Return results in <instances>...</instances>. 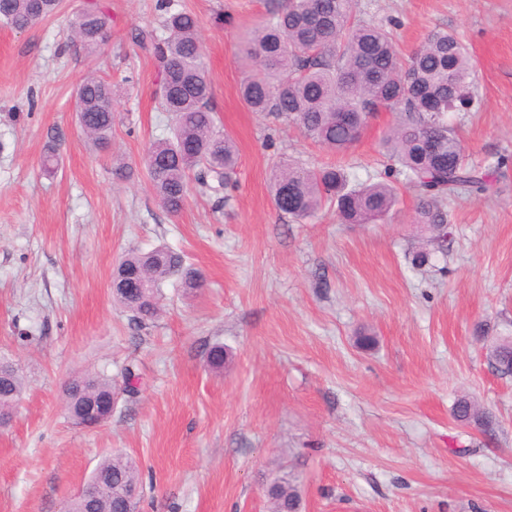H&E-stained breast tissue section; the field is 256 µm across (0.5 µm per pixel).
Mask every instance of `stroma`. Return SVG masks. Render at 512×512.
<instances>
[{
	"label": "stroma",
	"mask_w": 512,
	"mask_h": 512,
	"mask_svg": "<svg viewBox=\"0 0 512 512\" xmlns=\"http://www.w3.org/2000/svg\"><path fill=\"white\" fill-rule=\"evenodd\" d=\"M182 2L199 19L211 105L239 163L223 197L189 193L175 215L143 164L170 134L158 63L131 40L161 31L157 0H101L112 28L91 55L67 37L85 0L24 30L0 23V358L26 377L0 428V512H61L108 454L138 463L140 512H269L265 487L282 469L302 483L300 512H512V378L475 339L480 324L512 335V0H358V18L392 24L401 56L439 27L476 66L481 107L448 122L495 180L449 200L448 250L421 267L409 185L377 224H344L329 208L300 223L270 192L283 158L349 164L362 181L383 173L390 114L335 155L248 110L239 41L285 0ZM92 72L116 90L104 151L75 122ZM116 157L131 179L113 176ZM161 245L204 286L187 295L168 282L162 315L141 330L112 300V270ZM362 333L373 347L358 345ZM217 343L218 371L207 362ZM128 365L135 393L108 422L74 426L64 383L88 370L118 381ZM465 394L492 413L493 433L454 419Z\"/></svg>",
	"instance_id": "1"
}]
</instances>
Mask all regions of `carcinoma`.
<instances>
[{"mask_svg": "<svg viewBox=\"0 0 512 512\" xmlns=\"http://www.w3.org/2000/svg\"><path fill=\"white\" fill-rule=\"evenodd\" d=\"M355 0H288L247 35L239 61L249 68L240 95L254 112H268L296 125L314 142L334 152L356 143L368 117L389 112L393 119L380 142L388 164L384 173L355 182L345 167H307L278 162L271 191L276 208L296 220L315 216L324 207L336 208L344 224H371L388 216L399 203L391 178L417 191L414 223L429 233L426 246L413 257L423 266L446 249L442 225L448 223V197L488 189L492 170L468 162L465 149L448 127V113L468 112L475 100L471 88L475 67L470 52L456 33L434 30L404 61L393 30L355 19ZM60 0H0V21L27 28L54 14ZM165 11L163 30L138 31L132 39L148 47L160 65L159 98L173 115L171 136L147 149L145 169L159 203L171 214L185 204L189 174L198 192L220 195L238 163L235 142L218 125L210 106L211 83L204 66L196 14L174 0H160ZM110 16L95 0L70 23V36L89 54L105 41ZM112 85L88 75L77 91L76 117L87 142L98 149L112 137ZM177 277L193 293L203 287L202 273L184 264L180 254L165 246L130 252L112 274V297L146 328L160 312L163 284ZM138 279L146 288L139 298L124 286ZM490 366L512 377V336H500L488 354ZM25 387L18 370L0 361V416H9ZM118 388L103 373H83L65 386L66 410L78 421L96 406L112 412ZM454 417L486 433L492 416L466 396L458 398ZM89 483L107 484L95 512H124L129 489L142 485L137 465L123 455L103 458ZM267 487L272 512H299V487L286 473Z\"/></svg>", "mask_w": 512, "mask_h": 512, "instance_id": "carcinoma-1", "label": "carcinoma"}]
</instances>
